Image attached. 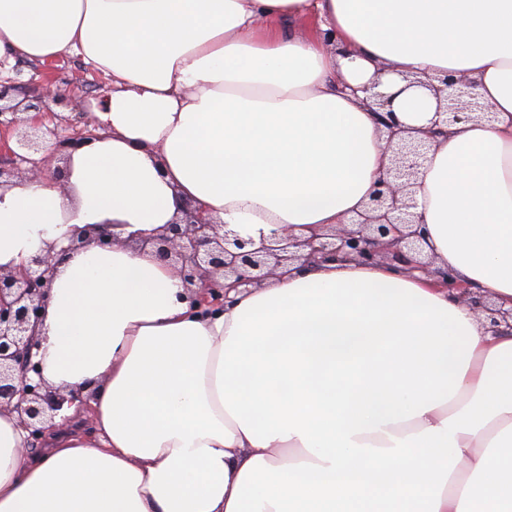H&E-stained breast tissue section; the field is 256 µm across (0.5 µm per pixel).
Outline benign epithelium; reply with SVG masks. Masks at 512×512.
I'll return each instance as SVG.
<instances>
[{
  "label": "benign epithelium",
  "instance_id": "7a95c632",
  "mask_svg": "<svg viewBox=\"0 0 512 512\" xmlns=\"http://www.w3.org/2000/svg\"><path fill=\"white\" fill-rule=\"evenodd\" d=\"M381 85L374 78L359 90L367 99L383 108L388 98L377 91ZM438 101L436 117L452 125L466 121L475 114L490 122L493 113L470 95V84L450 75L440 84L428 83ZM17 82H0V131L15 137L16 147L4 145L0 152V187L22 177L37 178L52 172L62 183L67 171L50 168L47 156H70L72 152L95 140L96 134L87 129L92 123L88 113H75L74 121L86 130L72 137L48 143L40 122H29L19 116V107L41 111L49 104L65 106L69 96L51 86L32 92L27 99L9 104ZM387 147L393 153L392 166L380 178L370 196L367 208L353 222V227L328 233L298 237L285 228L254 239L225 230V224L191 204L184 205L182 218L168 224L163 231L149 237H129L126 243L135 248L149 247L155 255L170 263L187 289L190 306L202 315L224 310L226 295L240 287H259L279 269L296 266L300 269L312 262L354 260L372 264L381 259L405 264L412 272L438 276V282L456 290L478 316L492 327L502 324L512 328V308L505 309L487 296H477L470 287L456 279L451 271L432 269L434 261L424 254L426 240L421 232V215L413 185L430 149L427 141L405 134L393 112H387ZM55 256L47 254L32 259L18 271H0V410L17 413L20 426L27 432L25 447L40 448L44 441V419L51 418L65 403L87 400L79 392L66 396L50 389L40 379V363L33 360L37 347L38 327L42 321L54 270Z\"/></svg>",
  "mask_w": 512,
  "mask_h": 512
}]
</instances>
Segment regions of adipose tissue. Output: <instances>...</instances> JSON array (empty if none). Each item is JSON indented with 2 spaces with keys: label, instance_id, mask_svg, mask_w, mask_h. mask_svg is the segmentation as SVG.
I'll list each match as a JSON object with an SVG mask.
<instances>
[{
  "label": "adipose tissue",
  "instance_id": "obj_1",
  "mask_svg": "<svg viewBox=\"0 0 512 512\" xmlns=\"http://www.w3.org/2000/svg\"><path fill=\"white\" fill-rule=\"evenodd\" d=\"M63 55L110 80L96 138L66 183L0 188V269L84 237L36 358L51 388L92 390L93 431L67 405L29 448L0 410V512H512V330L354 261L203 316L123 243L188 200L245 237L350 224L391 164L361 86L380 76L417 137L424 81L452 74L495 118L432 139L417 211L438 265L512 303V0H0V66Z\"/></svg>",
  "mask_w": 512,
  "mask_h": 512
}]
</instances>
